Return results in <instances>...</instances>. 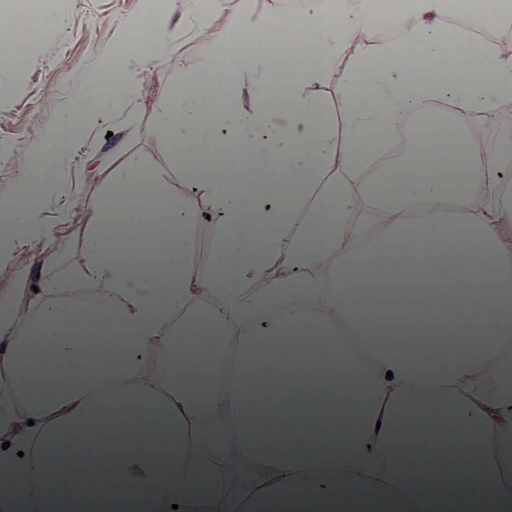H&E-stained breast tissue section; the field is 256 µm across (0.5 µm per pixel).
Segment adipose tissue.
<instances>
[{"label": "adipose tissue", "mask_w": 512, "mask_h": 512, "mask_svg": "<svg viewBox=\"0 0 512 512\" xmlns=\"http://www.w3.org/2000/svg\"><path fill=\"white\" fill-rule=\"evenodd\" d=\"M451 20L412 0L388 39L369 0L231 15L191 78L171 71L179 114L154 117L214 222L176 276L198 215L128 151L136 119L72 243L38 220L71 132L23 160L41 177L0 200V512H512V32ZM116 54L83 116L174 51L159 33ZM440 102L456 121L407 123ZM221 131L249 163L223 164ZM383 131L411 149L377 177Z\"/></svg>", "instance_id": "adipose-tissue-1"}]
</instances>
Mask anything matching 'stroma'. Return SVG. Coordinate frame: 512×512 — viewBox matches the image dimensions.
<instances>
[{
    "label": "stroma",
    "instance_id": "obj_1",
    "mask_svg": "<svg viewBox=\"0 0 512 512\" xmlns=\"http://www.w3.org/2000/svg\"><path fill=\"white\" fill-rule=\"evenodd\" d=\"M245 2L223 0L222 7L215 8L209 0H52L40 38L18 47L24 69L0 61V199L33 177L18 166V159H38L49 148L47 129L70 124L78 100L93 95L86 77L115 63L114 50L127 37L130 18L141 19L148 31L164 23L177 49L174 67L188 76L199 66L204 44L223 45L226 16ZM201 29L206 32L202 40L197 37ZM169 69L160 65L151 71L148 95L115 99L108 110L86 123L76 134L72 155L50 171V179L65 191L42 198L40 217L43 223L59 225L64 239H71L75 225L87 223L88 205L110 187L104 170L90 162V147L105 145L112 127L133 113L143 133L131 141V151L150 167L166 170L169 191L183 193L200 216L197 247L207 246L210 222L204 217L203 194L186 184L179 169L169 167L150 133L154 113L175 105Z\"/></svg>",
    "mask_w": 512,
    "mask_h": 512
}]
</instances>
